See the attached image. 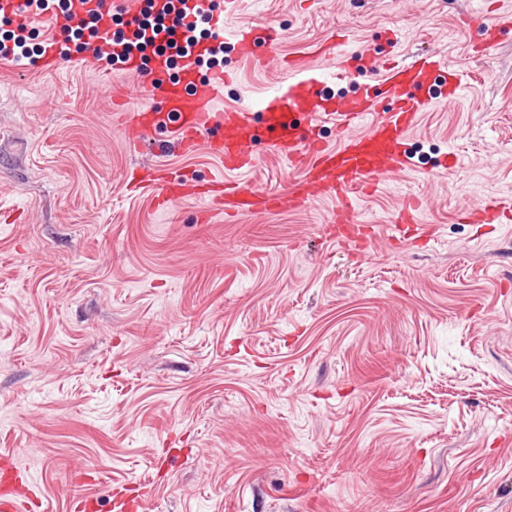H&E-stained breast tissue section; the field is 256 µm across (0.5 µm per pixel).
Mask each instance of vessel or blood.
<instances>
[{
    "instance_id": "1",
    "label": "vessel or blood",
    "mask_w": 512,
    "mask_h": 512,
    "mask_svg": "<svg viewBox=\"0 0 512 512\" xmlns=\"http://www.w3.org/2000/svg\"><path fill=\"white\" fill-rule=\"evenodd\" d=\"M505 27H512V14L476 23L473 50L481 53L495 46ZM223 36L236 57L250 61L258 58L257 45L272 51L281 40L271 25L243 27L229 36L219 27L213 38L190 47L191 58H207ZM113 52L118 60L114 68H103L102 76H109L115 68L137 75L143 95L153 101L152 107L126 117L129 139L139 142L162 129L180 149L206 146L225 171L224 177L212 179L201 190L168 169H139L127 185L129 191H152L160 209L200 194L216 205L228 223L248 214L302 210L333 197L339 203L336 238L341 244L361 248L367 246L375 227L360 219L357 195L409 169L412 161L406 142L422 112L437 101L461 97L465 89L463 76L449 70L441 57L418 53L407 62L382 60L375 80L354 94H336L335 85L350 78L354 60L366 61L370 55L353 56L345 37L333 33L299 54L283 57V79L257 103L225 109L219 102L232 79L230 72L204 80L192 66L173 78L166 56L145 58L136 51L123 53L118 46ZM329 125L337 136L332 145L320 135ZM260 144L298 170L287 193L257 191L236 181V174L255 166V148ZM508 214H512L511 199L489 198L468 208L465 217L473 224H499ZM28 482L25 471L0 466V512H27L22 496Z\"/></svg>"
}]
</instances>
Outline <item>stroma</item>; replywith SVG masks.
<instances>
[{"mask_svg": "<svg viewBox=\"0 0 512 512\" xmlns=\"http://www.w3.org/2000/svg\"><path fill=\"white\" fill-rule=\"evenodd\" d=\"M512 0H248L225 31L273 22L263 64L225 55L222 107L282 79L281 55L344 30L353 49L429 50L467 94L423 112L413 167L358 197L365 253L322 239L337 202L202 221L158 209L127 174L220 177L204 148L133 145L115 99L137 77L0 59V454L40 489L112 512H512V223L463 207L512 198V31L474 54L469 20ZM462 168L438 169L448 150ZM240 175L284 193L297 174L258 150ZM424 234L393 240L407 199Z\"/></svg>", "mask_w": 512, "mask_h": 512, "instance_id": "35a3bbf8", "label": "stroma"}]
</instances>
